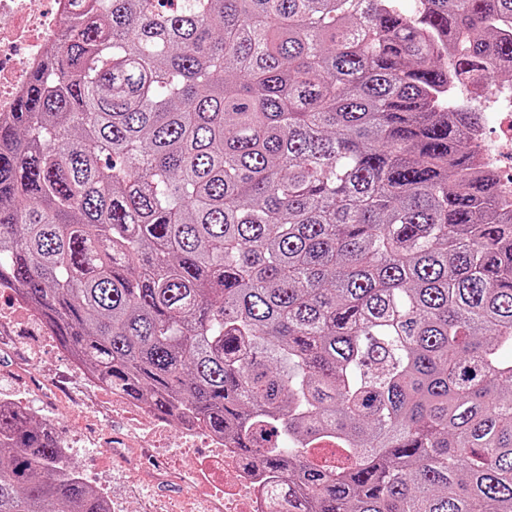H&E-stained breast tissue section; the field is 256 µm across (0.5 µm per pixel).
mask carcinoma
<instances>
[{"mask_svg":"<svg viewBox=\"0 0 512 512\" xmlns=\"http://www.w3.org/2000/svg\"><path fill=\"white\" fill-rule=\"evenodd\" d=\"M0 116V287L293 512H512V0H70ZM0 512H109L0 403ZM494 84L479 100L488 112H481L483 124L474 132L477 160L489 171L504 192V202L512 199V82Z\"/></svg>","mask_w":512,"mask_h":512,"instance_id":"obj_1","label":"carcinoma"}]
</instances>
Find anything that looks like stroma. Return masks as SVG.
Wrapping results in <instances>:
<instances>
[{"mask_svg":"<svg viewBox=\"0 0 512 512\" xmlns=\"http://www.w3.org/2000/svg\"><path fill=\"white\" fill-rule=\"evenodd\" d=\"M22 398L36 414L53 418L61 438L76 441L70 466L112 502V512H155L167 500L171 512H186V494L173 483L156 481L158 468L180 472L209 455L207 448L177 454L156 448L138 466L112 458L113 444L127 439L136 416L114 411L108 392L82 385L72 374L66 352L44 345L27 311L17 309L0 288V400Z\"/></svg>","mask_w":512,"mask_h":512,"instance_id":"obj_1","label":"stroma"}]
</instances>
